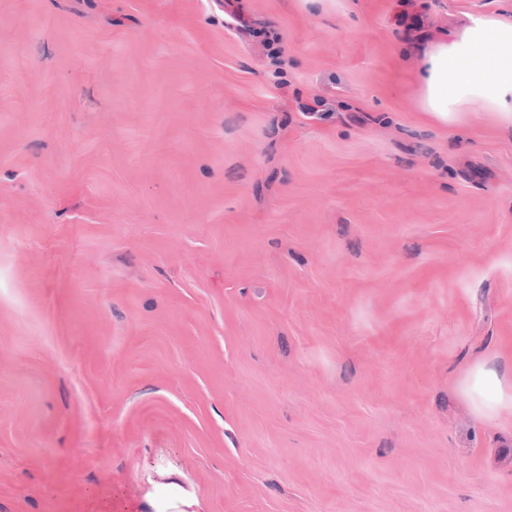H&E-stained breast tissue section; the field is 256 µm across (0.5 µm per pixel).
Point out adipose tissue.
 Returning a JSON list of instances; mask_svg holds the SVG:
<instances>
[{"instance_id": "1", "label": "adipose tissue", "mask_w": 512, "mask_h": 512, "mask_svg": "<svg viewBox=\"0 0 512 512\" xmlns=\"http://www.w3.org/2000/svg\"><path fill=\"white\" fill-rule=\"evenodd\" d=\"M420 54L424 106L437 120L475 107L512 124V21L472 19L461 33ZM461 391L481 423L512 413V376L495 363L472 365Z\"/></svg>"}]
</instances>
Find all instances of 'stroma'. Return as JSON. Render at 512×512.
Wrapping results in <instances>:
<instances>
[{
	"instance_id": "stroma-1",
	"label": "stroma",
	"mask_w": 512,
	"mask_h": 512,
	"mask_svg": "<svg viewBox=\"0 0 512 512\" xmlns=\"http://www.w3.org/2000/svg\"><path fill=\"white\" fill-rule=\"evenodd\" d=\"M473 17L0 0V512H512V128L409 43ZM472 414L483 424H496L512 413V382L495 363L481 361L472 365L461 386Z\"/></svg>"
}]
</instances>
